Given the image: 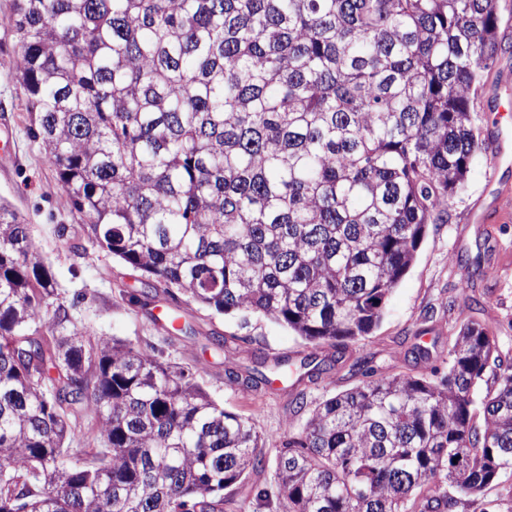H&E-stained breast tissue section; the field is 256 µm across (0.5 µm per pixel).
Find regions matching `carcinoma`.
I'll return each mask as SVG.
<instances>
[{
    "instance_id": "cac0c4a2",
    "label": "carcinoma",
    "mask_w": 512,
    "mask_h": 512,
    "mask_svg": "<svg viewBox=\"0 0 512 512\" xmlns=\"http://www.w3.org/2000/svg\"><path fill=\"white\" fill-rule=\"evenodd\" d=\"M30 131L145 284L315 344L373 333L482 148L493 0H14ZM0 207V512H512V357L463 322L438 379L314 405L276 457L190 369L92 341ZM231 382L257 390L256 369ZM483 424L476 425L477 409ZM89 458L63 461L75 423ZM438 493H433V490Z\"/></svg>"
}]
</instances>
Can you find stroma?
Listing matches in <instances>:
<instances>
[{
    "instance_id": "1",
    "label": "stroma",
    "mask_w": 512,
    "mask_h": 512,
    "mask_svg": "<svg viewBox=\"0 0 512 512\" xmlns=\"http://www.w3.org/2000/svg\"><path fill=\"white\" fill-rule=\"evenodd\" d=\"M502 45L474 100L479 137L495 127L499 97L512 89V0H494ZM13 0H0V119L14 132L17 160L0 168V205L16 211L51 268L60 303L68 310L67 329L91 338H116L140 352L190 368L210 396L254 424L267 458H275L289 433L305 423L308 406L355 385L349 368L358 359L377 369L395 365L405 373H446L448 339L462 321L482 323L512 352V207L474 223L475 211L487 207L490 187L512 192V166L495 167L489 149L474 155L465 186L448 200L446 219L429 225L417 260L394 289L373 335L351 342L333 373L317 383H303L305 409H296L288 387L247 390L228 382L225 372L247 375L258 359L300 361L330 356L329 345H313L273 321L254 316H224L197 304L157 294L148 304L131 302L140 289L139 270L97 247L83 231V221L57 184L53 168L30 134L26 96L15 77L20 57L14 33ZM472 280L479 303L462 297L459 286ZM177 319L174 332L157 324L159 313ZM226 338L224 353L206 347L210 335Z\"/></svg>"
}]
</instances>
